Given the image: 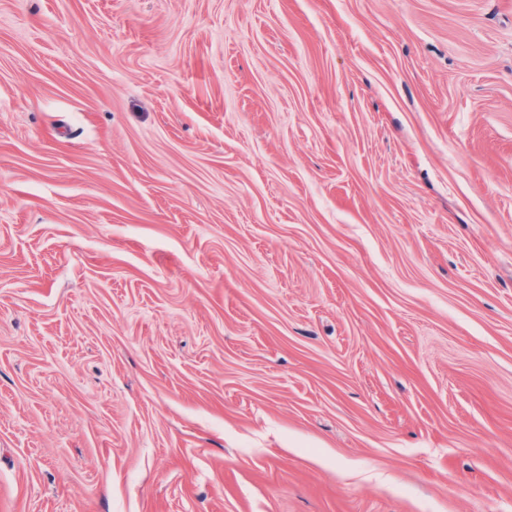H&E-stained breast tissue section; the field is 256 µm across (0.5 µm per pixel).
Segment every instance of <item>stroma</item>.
I'll use <instances>...</instances> for the list:
<instances>
[{
  "instance_id": "35a3bbf8",
  "label": "stroma",
  "mask_w": 512,
  "mask_h": 512,
  "mask_svg": "<svg viewBox=\"0 0 512 512\" xmlns=\"http://www.w3.org/2000/svg\"><path fill=\"white\" fill-rule=\"evenodd\" d=\"M0 512H512V0H0Z\"/></svg>"
}]
</instances>
